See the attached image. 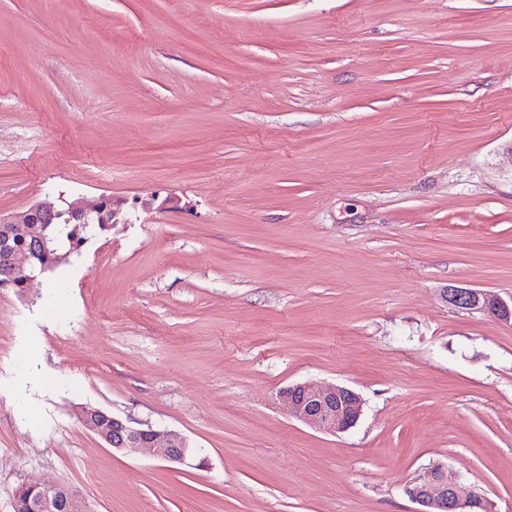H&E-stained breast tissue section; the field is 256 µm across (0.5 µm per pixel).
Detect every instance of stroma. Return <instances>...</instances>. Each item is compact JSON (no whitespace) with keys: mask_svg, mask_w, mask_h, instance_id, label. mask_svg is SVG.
I'll list each match as a JSON object with an SVG mask.
<instances>
[{"mask_svg":"<svg viewBox=\"0 0 512 512\" xmlns=\"http://www.w3.org/2000/svg\"><path fill=\"white\" fill-rule=\"evenodd\" d=\"M127 216L0 288V512H512V0H0V213ZM363 399L344 433L283 389ZM100 410L182 434L126 454ZM444 300L452 306L482 312L504 323H512V294L507 299L484 290L451 287L444 290ZM282 397L292 416L329 433L349 430L362 414L363 401L359 394L336 384L297 383L283 390ZM79 418L86 428L99 434L114 449L136 453L147 445L160 459L181 465L189 464L193 457L187 440L177 432L149 425L134 426L129 420L106 412L81 413ZM405 494L421 508L415 512H494L492 502L476 486L465 483L448 465L434 464L427 478L405 488ZM13 512H90L83 498L61 484H25L13 498Z\"/></svg>","mask_w":512,"mask_h":512,"instance_id":"stroma-1","label":"stroma"}]
</instances>
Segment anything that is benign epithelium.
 Here are the masks:
<instances>
[{"label":"benign epithelium","instance_id":"benign-epithelium-1","mask_svg":"<svg viewBox=\"0 0 512 512\" xmlns=\"http://www.w3.org/2000/svg\"><path fill=\"white\" fill-rule=\"evenodd\" d=\"M103 201L87 207L82 202L61 199V205H34L17 216L0 214V225L26 224L31 246L18 252L9 246V231L0 236V265L13 274L25 276L31 284L35 276L28 273L36 257L45 258L42 271L51 269L70 256L66 252L55 256L48 250L47 230L50 225L76 219L83 224L103 221ZM444 300L452 306L482 312L504 323H512V294L508 298L484 290L451 287L444 290ZM289 412L298 420L329 433H342L354 427L361 414L363 401L352 389L336 384L317 382L297 383L282 391ZM81 422L99 434L112 448L136 453L146 445L154 454L170 463L185 465L192 458L187 440L179 433L158 430L151 426H134L130 421L106 412L81 413ZM405 494L420 506L416 512H471L479 506L482 512H494L492 502L476 486L443 463L433 465L427 478L405 488ZM13 512H89L78 494L61 484H25L19 486L13 498Z\"/></svg>","mask_w":512,"mask_h":512}]
</instances>
